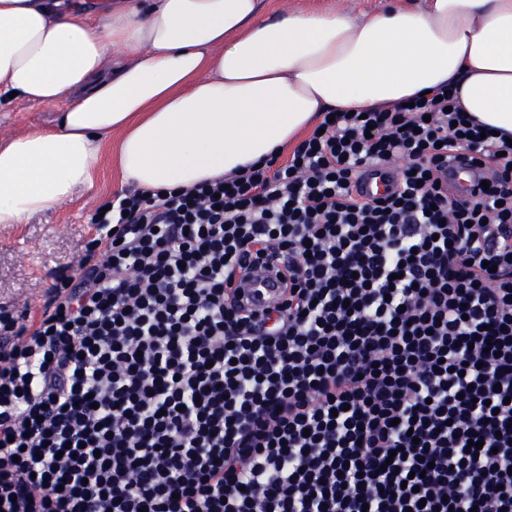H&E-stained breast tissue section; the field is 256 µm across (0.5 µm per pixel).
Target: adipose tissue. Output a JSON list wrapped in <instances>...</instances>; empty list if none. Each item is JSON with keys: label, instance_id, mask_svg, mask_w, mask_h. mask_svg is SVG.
Wrapping results in <instances>:
<instances>
[{"label": "adipose tissue", "instance_id": "obj_1", "mask_svg": "<svg viewBox=\"0 0 512 512\" xmlns=\"http://www.w3.org/2000/svg\"><path fill=\"white\" fill-rule=\"evenodd\" d=\"M449 84L512 136V0H426L352 17L263 0H0V99L62 104L0 142V224L94 184L191 187L294 146L328 110L387 108Z\"/></svg>", "mask_w": 512, "mask_h": 512}]
</instances>
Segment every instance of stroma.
I'll return each instance as SVG.
<instances>
[{
    "label": "stroma",
    "instance_id": "stroma-1",
    "mask_svg": "<svg viewBox=\"0 0 512 512\" xmlns=\"http://www.w3.org/2000/svg\"><path fill=\"white\" fill-rule=\"evenodd\" d=\"M271 8L288 11L341 10L356 17L384 9L390 0H269ZM58 109L22 99L0 102V135L16 136L46 129ZM120 175L102 157L91 189L78 190L60 207L24 224H0V307L36 314L57 276L74 274L85 243L95 234L87 215L120 192Z\"/></svg>",
    "mask_w": 512,
    "mask_h": 512
}]
</instances>
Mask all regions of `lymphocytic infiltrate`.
I'll list each match as a JSON object with an SVG mask.
<instances>
[{
    "label": "lymphocytic infiltrate",
    "instance_id": "lymphocytic-infiltrate-1",
    "mask_svg": "<svg viewBox=\"0 0 512 512\" xmlns=\"http://www.w3.org/2000/svg\"><path fill=\"white\" fill-rule=\"evenodd\" d=\"M320 127L116 195L37 316L0 308V512H512V146L442 85ZM448 169L450 184L457 194L465 196L475 190L474 165L470 153H454L449 159ZM241 288L257 308L274 305L279 300L278 284L266 267L253 269L241 282Z\"/></svg>",
    "mask_w": 512,
    "mask_h": 512
}]
</instances>
